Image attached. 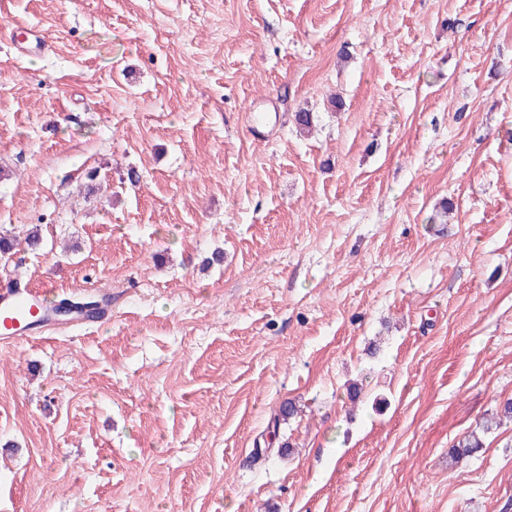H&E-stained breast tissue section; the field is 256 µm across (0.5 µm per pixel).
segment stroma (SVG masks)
<instances>
[{
    "instance_id": "35a3bbf8",
    "label": "stroma",
    "mask_w": 512,
    "mask_h": 512,
    "mask_svg": "<svg viewBox=\"0 0 512 512\" xmlns=\"http://www.w3.org/2000/svg\"><path fill=\"white\" fill-rule=\"evenodd\" d=\"M33 227L0 512H512V0H0Z\"/></svg>"
}]
</instances>
